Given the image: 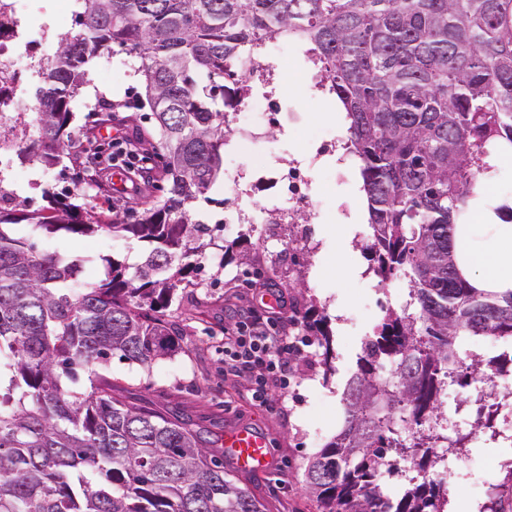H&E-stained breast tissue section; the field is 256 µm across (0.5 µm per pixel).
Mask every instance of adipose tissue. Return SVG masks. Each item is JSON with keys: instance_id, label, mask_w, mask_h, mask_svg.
<instances>
[{"instance_id": "ef3b65f1", "label": "adipose tissue", "mask_w": 512, "mask_h": 512, "mask_svg": "<svg viewBox=\"0 0 512 512\" xmlns=\"http://www.w3.org/2000/svg\"><path fill=\"white\" fill-rule=\"evenodd\" d=\"M512 174V149L497 152L472 190L464 223L455 225V259L475 288L512 290V196L495 192L503 174Z\"/></svg>"}]
</instances>
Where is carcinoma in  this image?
Wrapping results in <instances>:
<instances>
[{
    "label": "carcinoma",
    "instance_id": "obj_1",
    "mask_svg": "<svg viewBox=\"0 0 512 512\" xmlns=\"http://www.w3.org/2000/svg\"><path fill=\"white\" fill-rule=\"evenodd\" d=\"M79 30L39 62L38 139L22 116L0 140L20 163L46 169L70 158L71 103L82 66L118 45L138 73L163 150L166 194L135 222L47 192L29 212L0 189V512H265L224 472L211 442L177 421L125 403L106 373L113 357L149 371L179 349L166 319L191 258L216 246L192 219L214 184L233 129L224 75L245 55L284 39L303 47L347 119L360 163L374 271L409 281L413 313H390L367 341L344 393L341 431L305 468L317 512H445L446 483L430 473L443 457L442 391L507 372L512 348L488 362L462 350L467 337L512 342V291L472 287L454 257L453 229L485 159L512 146V0H76ZM206 77L209 89L196 78ZM27 223L53 234L100 232L151 246L136 266L105 259L104 277L61 293L84 267L4 230ZM332 369L322 316L309 325ZM390 360L392 379L378 370ZM83 374L88 386L66 384ZM415 427L413 441L399 438ZM421 454L417 476L391 498L378 483L394 458Z\"/></svg>",
    "mask_w": 512,
    "mask_h": 512
}]
</instances>
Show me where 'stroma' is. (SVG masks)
Here are the masks:
<instances>
[{"label": "stroma", "mask_w": 512, "mask_h": 512, "mask_svg": "<svg viewBox=\"0 0 512 512\" xmlns=\"http://www.w3.org/2000/svg\"><path fill=\"white\" fill-rule=\"evenodd\" d=\"M29 20L45 24L43 35L35 36L29 50L36 58L53 53L59 34L76 30V23L63 26L51 14L52 0H30ZM139 60L115 46L90 59L87 82L72 103L75 130L72 151L86 156L85 142L101 147L112 145V134L155 140L151 124L141 118L133 97L141 89L134 68ZM316 74L289 71L279 87L281 107L299 110L298 125L271 124L266 140L258 145L231 141L236 152L225 154V169L244 167L273 152L282 157L307 149L324 131L345 133L347 121L342 111L327 112L324 97L316 90ZM31 182L17 188V199L27 210L41 209L44 192L77 195L86 207L124 211L128 202L149 207L164 195L161 169H154L150 180L127 200L113 198L102 186L100 168L71 167L67 173L25 164ZM362 180L357 165H350L346 177L321 172L315 177L314 207L305 216L308 242L294 241V227H280L279 239L266 236L257 224H228L225 213L252 214L266 207L265 193L253 195L237 186L217 184L199 196L192 208L193 219L204 222L216 245L197 256L198 271L193 286L178 288L167 314L181 330L179 349L171 358L154 365L151 371L125 361L112 360L109 374L128 403L155 410L165 417L201 432L207 439L223 438L228 427L254 428L269 441L275 456L274 468L265 474L235 472L241 486L247 487L267 506L269 512H316L317 504L304 480V465L341 428L345 413L343 394L369 336L392 312H402L409 296L408 281L397 275L380 281L372 270L369 246L371 230L367 222L349 226L346 235H333L340 222L339 207L365 208ZM232 246L225 256L223 246ZM254 254L244 264L242 254ZM282 291L288 312L307 322L309 308L327 317L335 340L336 357L332 371H325L321 350L311 346L290 375L287 389L271 388V409L253 407L243 393V384L224 372V327L234 312L248 308L267 287ZM470 463L493 458L498 467L494 481L499 492L501 512H512V441L498 439L468 448Z\"/></svg>", "instance_id": "obj_1"}]
</instances>
